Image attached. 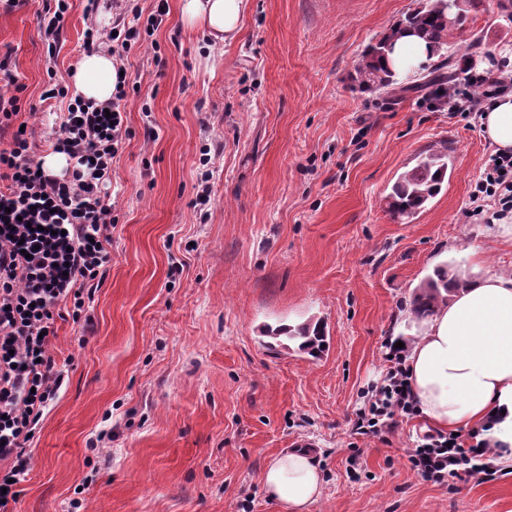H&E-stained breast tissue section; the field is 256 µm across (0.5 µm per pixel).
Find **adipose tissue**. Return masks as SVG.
I'll return each instance as SVG.
<instances>
[{"label": "adipose tissue", "instance_id": "adipose-tissue-1", "mask_svg": "<svg viewBox=\"0 0 512 512\" xmlns=\"http://www.w3.org/2000/svg\"><path fill=\"white\" fill-rule=\"evenodd\" d=\"M246 0H181L185 23L205 29L212 44L234 38ZM429 61L425 42L411 34L395 43L391 68L416 75ZM119 65L106 50L84 54L74 75L77 92L110 101ZM484 135L497 149L512 150V94L484 111ZM431 318L421 323L407 352L409 383L420 414L454 433L481 431L496 464L512 469V275L473 269ZM262 484L288 512H307L321 493L322 476L310 454L296 448L274 457Z\"/></svg>", "mask_w": 512, "mask_h": 512}]
</instances>
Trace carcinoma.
<instances>
[{
	"mask_svg": "<svg viewBox=\"0 0 512 512\" xmlns=\"http://www.w3.org/2000/svg\"><path fill=\"white\" fill-rule=\"evenodd\" d=\"M481 0H467V7L452 23L448 22V0H421L420 6L394 22L381 37L370 42L361 54L355 67L354 80L365 91L399 98L409 90L426 92L433 96L444 89L450 90L457 84L460 68V47L458 41L465 33L469 13ZM410 32L424 39L434 56L440 58L433 67L422 66L423 74L418 83L406 86L389 69V55L394 42L402 34ZM448 177V145L440 144L419 155L417 163L402 173L386 197L387 210L395 219L410 218L441 190ZM462 281L455 269L439 265L433 273L415 289L411 311L418 321L435 314L438 306L448 301V294L456 291ZM264 335L274 339L284 338L298 342V349L314 353L324 345V332L319 323H306L297 328L266 327Z\"/></svg>",
	"mask_w": 512,
	"mask_h": 512,
	"instance_id": "obj_1",
	"label": "carcinoma"
}]
</instances>
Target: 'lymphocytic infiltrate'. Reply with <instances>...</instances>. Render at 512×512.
Masks as SVG:
<instances>
[{"label": "lymphocytic infiltrate", "mask_w": 512, "mask_h": 512, "mask_svg": "<svg viewBox=\"0 0 512 512\" xmlns=\"http://www.w3.org/2000/svg\"><path fill=\"white\" fill-rule=\"evenodd\" d=\"M169 11L159 0L145 29L113 25L111 33L87 30L85 50L111 41L114 53L130 51L144 36L153 35ZM0 512L17 497L16 485L30 468L27 449L44 413L63 385L58 361L56 318L67 314L80 323L85 293L102 283L110 261L112 207L101 193L112 177V163L129 136L124 122L128 97L118 82L107 105L70 95L68 88L51 85L43 100L68 98L59 131L51 140L54 152L70 161L66 175L44 166L33 138L14 129L17 97L10 61L0 59ZM481 87V97L471 95ZM505 88L491 72H468L463 89L449 100V110L481 112L490 108ZM481 215L482 201L492 200L495 218L512 214V152L490 155L482 178L472 191ZM406 351L389 347L387 371L381 385L368 389L356 412L354 435L385 439L399 423L418 410L407 383ZM485 442L460 440L456 435L428 434L412 449L409 462L425 481L453 485L465 478L492 481L497 471L488 461Z\"/></svg>", "instance_id": "1"}]
</instances>
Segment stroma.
<instances>
[{"mask_svg":"<svg viewBox=\"0 0 512 512\" xmlns=\"http://www.w3.org/2000/svg\"><path fill=\"white\" fill-rule=\"evenodd\" d=\"M419 2L249 0L238 38L212 50L168 0L158 57L123 54L135 89L130 136L102 187L111 261L89 325L57 323L64 383L10 512H71L74 500L80 512H287L261 474L291 448L308 449L322 472L309 512H512V470L448 488L411 469L432 430L422 417L384 442L351 434L363 391L385 375V343L418 332L410 299L426 275L477 260L512 274V244L467 215L494 151L478 116L353 80L365 47ZM66 3L52 52L42 0L0 5L15 121L39 135L65 108L41 106L45 85H72L86 29L110 28L88 0ZM498 3L470 15L471 64L512 47ZM443 142L447 185L413 221L392 220L393 182ZM310 320L326 336L315 357L261 334Z\"/></svg>","mask_w":512,"mask_h":512,"instance_id":"1","label":"stroma"}]
</instances>
